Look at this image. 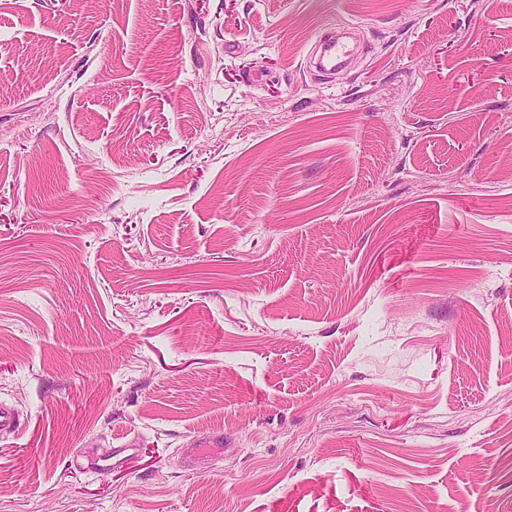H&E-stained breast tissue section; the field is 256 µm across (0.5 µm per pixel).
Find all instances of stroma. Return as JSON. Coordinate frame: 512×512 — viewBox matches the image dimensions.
I'll use <instances>...</instances> for the list:
<instances>
[{
  "label": "stroma",
  "instance_id": "35a3bbf8",
  "mask_svg": "<svg viewBox=\"0 0 512 512\" xmlns=\"http://www.w3.org/2000/svg\"><path fill=\"white\" fill-rule=\"evenodd\" d=\"M0 402V512H512V0H0ZM343 24V21H336V24H331L327 31L318 36L315 42V49L310 57V66L314 63L315 68L320 71H336V69L344 66L352 57L354 47L348 41L343 40L344 36L338 35L336 31ZM318 49H320V54L315 62ZM222 442L224 443V434L218 433L202 438L197 442L195 448H186L183 451L182 460L184 465L195 463L197 459H200L206 455L216 454L219 448H222ZM137 447V438H133L120 445L118 448H113L112 457L110 459L102 460L94 457L88 458L86 456L87 463L83 468L94 472L112 471L113 469L121 467L126 460L137 451Z\"/></svg>",
  "mask_w": 512,
  "mask_h": 512
}]
</instances>
